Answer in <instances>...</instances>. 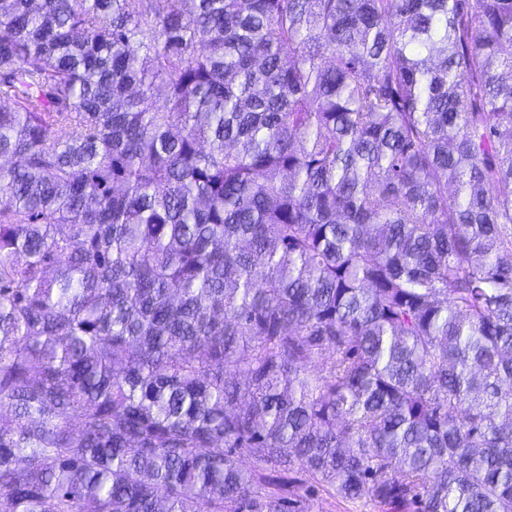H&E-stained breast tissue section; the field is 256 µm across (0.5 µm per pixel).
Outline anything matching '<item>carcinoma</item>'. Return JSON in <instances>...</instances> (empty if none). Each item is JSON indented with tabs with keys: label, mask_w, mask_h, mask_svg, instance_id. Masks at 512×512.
Here are the masks:
<instances>
[{
	"label": "carcinoma",
	"mask_w": 512,
	"mask_h": 512,
	"mask_svg": "<svg viewBox=\"0 0 512 512\" xmlns=\"http://www.w3.org/2000/svg\"><path fill=\"white\" fill-rule=\"evenodd\" d=\"M3 407L0 512H512V0H0ZM299 495L300 509L296 512H383L372 502L345 500L320 486L311 491L302 489Z\"/></svg>",
	"instance_id": "cac0c4a2"
}]
</instances>
